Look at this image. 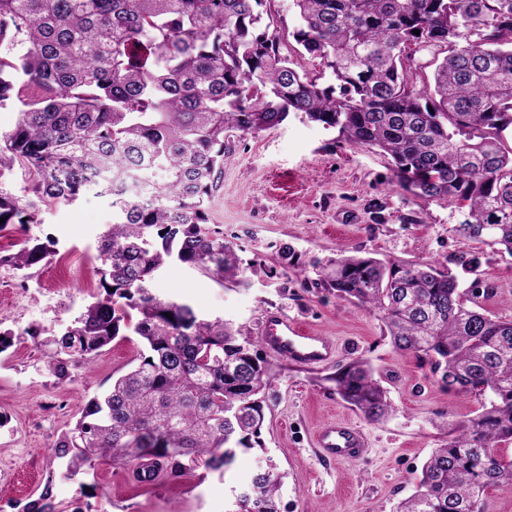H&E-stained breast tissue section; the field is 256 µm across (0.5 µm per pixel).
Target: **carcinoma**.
<instances>
[{"mask_svg":"<svg viewBox=\"0 0 512 512\" xmlns=\"http://www.w3.org/2000/svg\"><path fill=\"white\" fill-rule=\"evenodd\" d=\"M292 37L320 70H299L263 25L266 0H0V169L31 178L0 188V228L36 224L45 203L100 189L112 224L99 252L112 288L46 340L58 379L133 326L145 350L54 447L72 476L99 460L136 463V480L226 473L265 420L263 360L232 324L206 320L151 288L158 271L191 265L246 283L233 244L209 224L230 131L253 133L304 115L345 141L391 158L411 197L464 208L453 231L512 255V0H293ZM419 34H413V31ZM444 52L417 88L415 54ZM50 255L28 243L0 256L19 270ZM336 297L381 314L392 345L446 392L481 409L448 428L396 512H488L489 488L512 484V320L481 312L490 288L463 290L429 261L349 255L324 279ZM371 422L392 411L361 359L332 377ZM275 465L231 489L225 512H278ZM22 512H60L45 485Z\"/></svg>","mask_w":512,"mask_h":512,"instance_id":"cac0c4a2","label":"carcinoma"}]
</instances>
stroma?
Returning <instances> with one entry per match:
<instances>
[{"label":"stroma","instance_id":"35a3bbf8","mask_svg":"<svg viewBox=\"0 0 512 512\" xmlns=\"http://www.w3.org/2000/svg\"><path fill=\"white\" fill-rule=\"evenodd\" d=\"M210 212L250 267L247 285H222L175 263L157 274L155 292L189 303L204 318L244 326L255 342L267 315H286L331 338L335 359L304 367L260 350L268 404L261 445L239 452L227 474L199 468L141 486L130 467L117 463L69 476L53 446L91 398L136 365L143 345L129 331L70 378L45 370L44 338L105 296L97 241L112 222L108 200L92 194L45 206L39 223L0 230L2 256L28 239L52 241L54 249L53 257L25 270L0 264V332L13 335L0 352L1 505L37 498L48 485L61 512H224L231 487L272 462L283 475L279 512H394L445 440L446 424L474 415L476 400L442 392L414 358L393 347L380 316L322 283L324 268L345 255L427 260L451 270L461 287L490 288L484 310L512 319V256L454 233L457 202L411 198L395 186L383 153L292 114L273 129L230 134ZM285 247L292 260L281 258ZM472 257L473 271L464 265ZM31 328L38 337L28 336ZM353 359L369 362L388 390L393 411L382 422L364 420L335 391L333 374ZM339 419L359 424L369 438L360 462L324 460L314 446L319 427Z\"/></svg>","mask_w":512,"mask_h":512}]
</instances>
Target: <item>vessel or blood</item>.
<instances>
[{
    "label": "vessel or blood",
    "mask_w": 512,
    "mask_h": 512,
    "mask_svg": "<svg viewBox=\"0 0 512 512\" xmlns=\"http://www.w3.org/2000/svg\"><path fill=\"white\" fill-rule=\"evenodd\" d=\"M261 339L269 352L303 365L325 363L333 351L326 337L315 335L302 324L280 314L268 316ZM316 444L326 458L336 461L356 460L368 452L364 432L350 421L324 424L316 435Z\"/></svg>",
    "instance_id": "b4317fda"
}]
</instances>
